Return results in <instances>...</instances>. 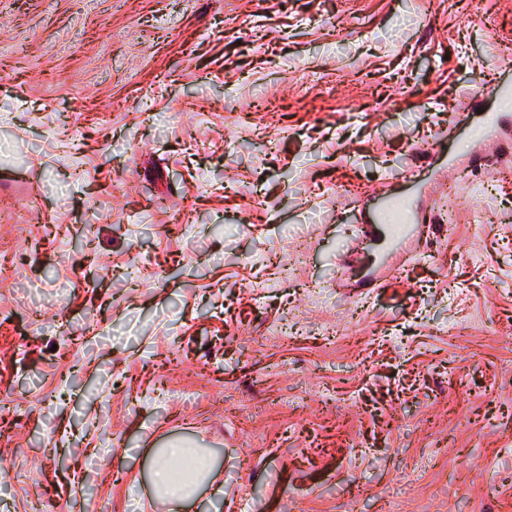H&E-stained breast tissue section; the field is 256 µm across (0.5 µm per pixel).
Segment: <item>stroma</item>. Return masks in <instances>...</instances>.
I'll use <instances>...</instances> for the list:
<instances>
[{"label": "stroma", "instance_id": "35a3bbf8", "mask_svg": "<svg viewBox=\"0 0 512 512\" xmlns=\"http://www.w3.org/2000/svg\"><path fill=\"white\" fill-rule=\"evenodd\" d=\"M511 49L512 0H0V512H512ZM173 446L221 501L151 494ZM507 119L511 121V116L503 112H486L483 121L474 129V142L482 145L495 141L506 126ZM502 137L500 136V139ZM467 178L465 176H451L448 178L447 182H444L441 184L440 191H439V201L442 204V210L445 212L444 215L446 219L441 218V222L443 224H446L448 221V226L444 225L445 231L450 233L451 232V223H452V217H451V202L454 199L460 198V193L462 191V181H466ZM448 212V218L446 213ZM397 202L405 205V219L403 224H392L388 219V213ZM408 201L401 194H391L387 196L381 206L380 211L376 215V222L382 231L383 245L388 249V254H399L404 250H408L410 244L415 237L421 236L425 228L430 227L429 224H412V216L407 211Z\"/></svg>", "mask_w": 512, "mask_h": 512}]
</instances>
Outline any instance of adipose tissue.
Returning <instances> with one entry per match:
<instances>
[{
  "label": "adipose tissue",
  "instance_id": "obj_1",
  "mask_svg": "<svg viewBox=\"0 0 512 512\" xmlns=\"http://www.w3.org/2000/svg\"><path fill=\"white\" fill-rule=\"evenodd\" d=\"M208 475L207 461H193L186 457L184 450L170 448L159 458L152 481L158 496L183 502L193 498Z\"/></svg>",
  "mask_w": 512,
  "mask_h": 512
}]
</instances>
